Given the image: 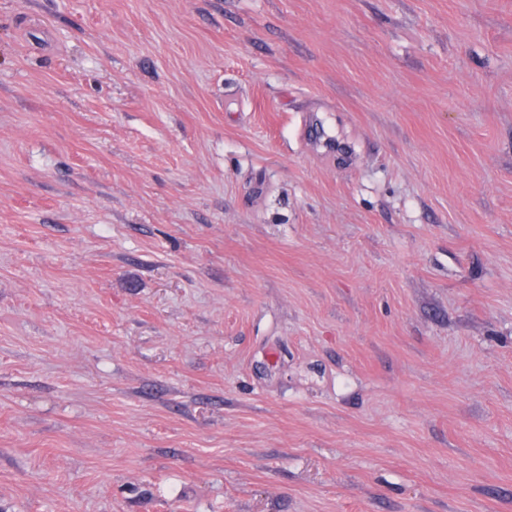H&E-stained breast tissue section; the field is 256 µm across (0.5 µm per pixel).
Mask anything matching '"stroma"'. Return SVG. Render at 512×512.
<instances>
[{
  "label": "stroma",
  "instance_id": "stroma-1",
  "mask_svg": "<svg viewBox=\"0 0 512 512\" xmlns=\"http://www.w3.org/2000/svg\"><path fill=\"white\" fill-rule=\"evenodd\" d=\"M0 512H512V0H0Z\"/></svg>",
  "mask_w": 512,
  "mask_h": 512
}]
</instances>
